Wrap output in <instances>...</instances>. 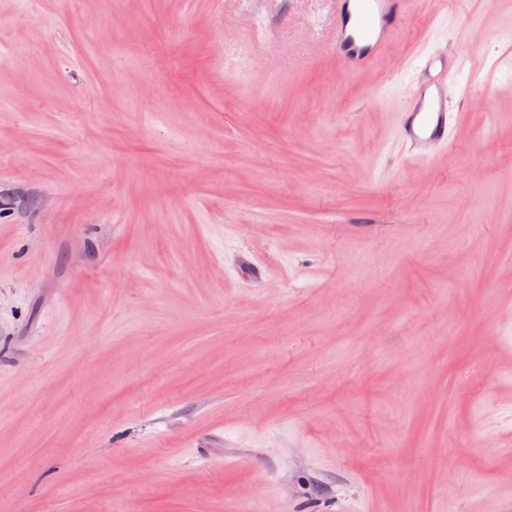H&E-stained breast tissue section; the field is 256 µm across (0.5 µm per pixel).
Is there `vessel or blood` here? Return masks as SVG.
I'll return each instance as SVG.
<instances>
[{
  "label": "vessel or blood",
  "instance_id": "1",
  "mask_svg": "<svg viewBox=\"0 0 512 512\" xmlns=\"http://www.w3.org/2000/svg\"><path fill=\"white\" fill-rule=\"evenodd\" d=\"M405 4L406 0H336L335 50L346 71L373 63L393 35ZM451 67V61L441 56L427 55L420 60V77L399 121L400 136L413 160H430L449 142L448 130L458 115L449 111L442 87Z\"/></svg>",
  "mask_w": 512,
  "mask_h": 512
}]
</instances>
